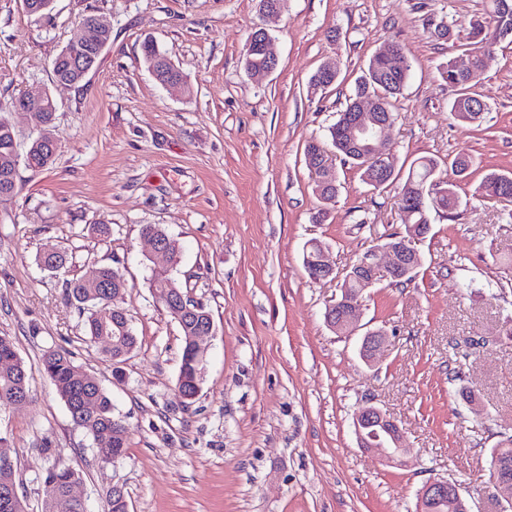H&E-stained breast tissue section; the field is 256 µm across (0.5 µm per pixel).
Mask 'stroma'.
I'll return each mask as SVG.
<instances>
[{
	"label": "stroma",
	"mask_w": 512,
	"mask_h": 512,
	"mask_svg": "<svg viewBox=\"0 0 512 512\" xmlns=\"http://www.w3.org/2000/svg\"><path fill=\"white\" fill-rule=\"evenodd\" d=\"M489 0H54L50 16L22 0H0V111L20 144L39 133L21 94L47 92L57 104L52 166L20 168L17 195L0 200V336L12 339L32 396L0 406V435L16 448V481L29 512H40L37 476L52 456L77 463L76 492L89 512H106L122 486L129 512H415L432 478L456 483L474 512H502L490 478V450L512 434V198L475 195L490 171L512 173V43L483 55L474 92L487 107L480 126L458 123L459 94L440 76L447 60L473 54L469 20ZM112 30L82 87L54 81L49 62L80 34L85 13ZM452 30L434 35L432 23ZM264 29L276 68L255 78L243 66L250 34ZM153 39L178 66L185 90L160 85L144 66ZM400 44L412 69L393 103L386 161L400 172L422 156H469L458 180L455 218L431 213L415 241L423 257L405 285L381 280L363 291L359 330L336 334L325 313L359 255L401 231L396 187L366 185L334 158L336 197L316 194L304 147L329 126L369 57ZM337 61L335 85L309 79ZM111 227L100 243L95 225ZM146 224L182 249L172 275L210 309V341L198 395H174L183 340L152 294ZM321 242L334 274L312 280L303 266ZM67 253L52 273L37 259ZM119 267L120 305L138 347L118 369L85 341L63 281L88 265ZM387 336L374 362L360 356L364 333ZM50 346L69 350L110 393L130 427L125 458L101 463L43 378ZM471 389L465 405L459 388ZM381 409L405 433V463L358 447L354 418Z\"/></svg>",
	"instance_id": "35a3bbf8"
}]
</instances>
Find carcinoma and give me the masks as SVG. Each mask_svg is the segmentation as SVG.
<instances>
[{"instance_id": "carcinoma-1", "label": "carcinoma", "mask_w": 512, "mask_h": 512, "mask_svg": "<svg viewBox=\"0 0 512 512\" xmlns=\"http://www.w3.org/2000/svg\"><path fill=\"white\" fill-rule=\"evenodd\" d=\"M512 30V0H490L486 16L476 17L469 22V35L477 47L472 55L470 68L459 70L452 61H447L441 69V77L452 86L461 88L462 93L449 105L451 116L466 124H480L484 119L486 105L468 88L477 83L483 74V59L480 45L492 39H500L501 32ZM400 66L394 68L381 51L373 55L368 62L365 74L358 79L351 94L347 97L344 110L337 114L336 122L329 128V140L334 153L345 162L356 165L362 171V180L375 188H384L395 182H400V205H410L414 213L410 218L412 224L429 223V208L441 210L452 216L461 205L457 193V183L446 180L441 191L433 190L434 180L440 178L441 161L434 157L423 156L416 159L408 170L405 179L399 175L383 174L382 167L377 163L367 164L355 159L357 150L349 134L350 124L357 109L358 101L373 97L381 103L382 113L393 114L392 99L401 93L409 78L410 61L402 48ZM96 48L87 46L79 49L75 45H65L52 59L51 69L54 78L75 80ZM142 57L145 65L160 83L169 80L171 72L166 64L167 57L156 48L151 41L142 46ZM12 104L23 108L36 109L44 114L45 132H50L55 119L56 108L47 100L33 101L22 95L12 101ZM304 153L316 158L311 171L316 177V191L324 194L321 183V169L324 159L329 154L323 150L322 141L312 139L304 148ZM56 154L51 152L48 145L32 140L25 153L18 150L14 127L4 115L0 114V191L8 189L11 195H16L20 186L14 183L18 179L20 164L35 162V169L41 170L53 164ZM475 195L485 200L512 197V174L489 172L484 175L475 188ZM142 232L151 234L165 243V251L170 255L171 262H176L180 253L177 240L171 238L163 228L156 224L144 225ZM66 253L58 252L52 256L41 255L38 264L41 268L57 272L66 267ZM149 288L155 298L169 308L166 297L179 289V286L168 274L167 266H153L148 279ZM125 288V281L119 268L110 264L91 265L81 274L64 281V293L67 301L75 306L84 317L85 335L90 343L104 345V353L109 359L124 358L137 347V337L133 333L129 320L119 318V324L126 327L124 334L112 326H103L97 317V309L109 298L112 291ZM193 313L182 315L179 326L183 336V353L175 388L188 391L193 388V382L198 379L197 372L202 366L195 362L196 349L191 337L202 334L205 314L209 313L206 305L200 301L186 298ZM41 371L45 379L54 387L67 407H75L70 413L73 425L89 436L94 443L96 454L101 459L123 458L126 454L129 439V426L126 421L114 413L112 399L101 381L93 374L84 370L73 360L71 353L60 347H49L43 350ZM30 375L24 361L19 357L13 341L7 336H0V403H8L17 394H30ZM0 448L10 449L9 464H4L0 458V485L16 478L15 450L10 448L7 437L0 435ZM491 461L512 467V435L503 437L491 450ZM52 473L48 476L50 487L47 491L53 493L55 512H84L83 507L67 497L68 480L81 477L80 471L73 465L53 459Z\"/></svg>"}]
</instances>
